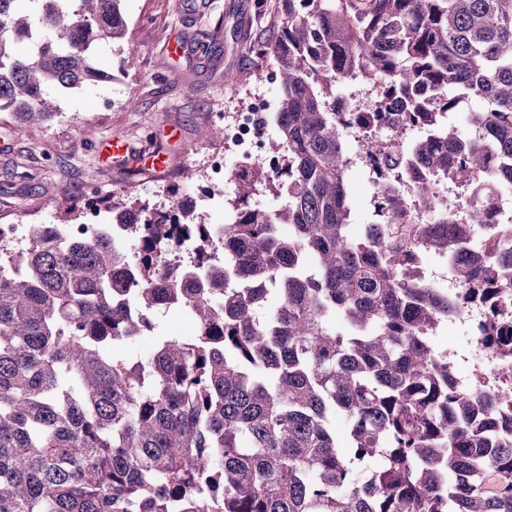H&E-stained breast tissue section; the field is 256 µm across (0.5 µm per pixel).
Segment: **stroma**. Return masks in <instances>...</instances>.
<instances>
[{"mask_svg": "<svg viewBox=\"0 0 512 512\" xmlns=\"http://www.w3.org/2000/svg\"><path fill=\"white\" fill-rule=\"evenodd\" d=\"M123 9L137 55L105 43L97 58L98 68L118 81L59 98L60 115L44 128L15 133L0 113V225L58 223L55 200L64 191L80 203L128 190L143 197L166 191L184 168L201 169L205 153L223 151V132L199 139L201 128H214L213 113L245 108L256 92L278 98L274 68L252 51L275 34L278 0H124ZM106 98L118 106L103 108ZM86 122L94 136L84 135ZM114 136L143 153L165 149L168 169L103 164L100 145ZM18 161L31 178L22 190L4 191Z\"/></svg>", "mask_w": 512, "mask_h": 512, "instance_id": "1", "label": "stroma"}]
</instances>
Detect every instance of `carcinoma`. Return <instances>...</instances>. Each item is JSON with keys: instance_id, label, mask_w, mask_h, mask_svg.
I'll use <instances>...</instances> for the list:
<instances>
[{"instance_id": "1", "label": "carcinoma", "mask_w": 512, "mask_h": 512, "mask_svg": "<svg viewBox=\"0 0 512 512\" xmlns=\"http://www.w3.org/2000/svg\"><path fill=\"white\" fill-rule=\"evenodd\" d=\"M0 0V112L14 129L57 115L54 94L103 80L99 46L128 53L123 0ZM256 53L280 82L277 135L238 178L236 222L213 230L171 189L124 266L99 234L57 248L50 224L0 269V512H512V412L491 389L455 386L434 342L458 311L423 277L416 249L457 251L464 298L488 310L485 341L512 372V243L477 239L497 216L496 174L512 185V0H279ZM359 73L402 97L406 124L434 128L415 165L471 189L464 211L418 178L384 188L390 223L353 234L348 159L331 96ZM470 134L444 114L463 97ZM284 176L288 199L256 206ZM434 221L406 220L408 197ZM134 216L129 193L96 200ZM62 223L81 224L65 192ZM196 275L160 268L175 227ZM128 298L145 317L121 308ZM192 309L168 336L163 302Z\"/></svg>"}]
</instances>
